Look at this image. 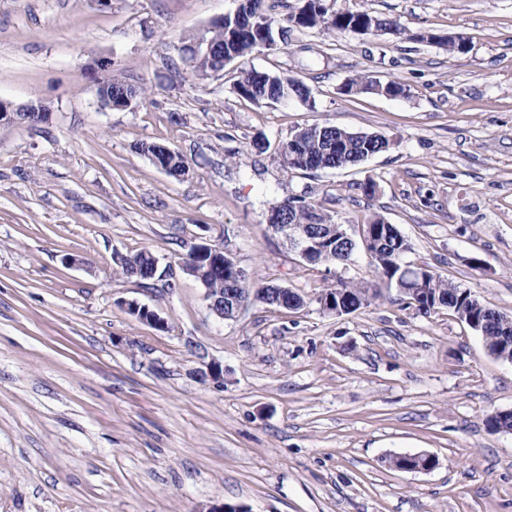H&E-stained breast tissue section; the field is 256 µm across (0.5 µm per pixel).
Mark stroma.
I'll list each match as a JSON object with an SVG mask.
<instances>
[{
	"label": "stroma",
	"instance_id": "1",
	"mask_svg": "<svg viewBox=\"0 0 512 512\" xmlns=\"http://www.w3.org/2000/svg\"><path fill=\"white\" fill-rule=\"evenodd\" d=\"M236 6L0 0V100L51 112L0 126V512H512V433L485 424L512 409V363L447 310L419 314L382 287L365 249L308 266L265 222L270 202L303 192L355 236L380 216L408 261L512 316V0H335L402 32L293 29L188 77L182 39ZM427 30L469 49L420 41ZM245 67L300 78L314 105L242 99ZM360 75L409 94H340ZM108 77L141 100L101 108L93 87ZM314 124L391 146L349 169L285 170L279 142ZM152 142L188 177L139 151ZM201 242L310 305L217 319L180 269ZM142 249L158 260L147 288L113 261ZM340 280L379 295L322 313L315 297ZM132 300L163 328L130 315ZM212 361L223 386L197 375ZM423 452L432 471L389 463ZM141 152L147 154L150 160L156 165V161L161 164L163 171L174 179H182L188 164L179 152L171 150L169 147L159 143L141 145Z\"/></svg>",
	"mask_w": 512,
	"mask_h": 512
}]
</instances>
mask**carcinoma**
I'll return each mask as SVG.
<instances>
[{
    "instance_id": "1",
    "label": "carcinoma",
    "mask_w": 512,
    "mask_h": 512,
    "mask_svg": "<svg viewBox=\"0 0 512 512\" xmlns=\"http://www.w3.org/2000/svg\"><path fill=\"white\" fill-rule=\"evenodd\" d=\"M291 28L321 29L336 34L356 33L384 34L400 32L397 21L383 17L369 9L350 11L334 10L328 0L315 5L307 3L289 12L284 18ZM277 20L265 6V0H243L240 14L228 13L224 21L215 24L210 31L213 57L224 58L228 64L261 51L259 41L262 28L275 34ZM373 78L359 76L340 88L344 95L355 96L372 87ZM236 93L254 104H267L274 99L290 95L304 102L311 99L312 90L302 80L284 74L269 73L255 68L244 69L235 85ZM389 148V140L379 133H354L332 125H311L295 130L279 144L282 165L287 170L318 171L353 168L374 155ZM150 160L158 161L163 171L174 179H181L188 164L182 154L169 147L151 143L140 147ZM287 214L296 224L310 228H323L333 223L330 214L324 212L305 195H292L268 208L267 213ZM346 225L339 224L336 235L321 244L316 258L320 264L346 266L352 261L358 245H363L372 258L375 270L387 288L398 290L407 305L428 314L446 309L453 315L466 314L471 328L482 338L491 355L502 361H512V317L484 305L471 290L461 288L432 271L425 264L413 265L404 261L410 251L408 240L393 224L380 217L362 225L361 242L342 235ZM154 255L140 250L126 255L119 272L140 279L146 269L153 266ZM268 286L243 282L239 297L249 304H280L267 302ZM340 294L336 305L341 314H352L377 297V291L369 285L341 281L324 289L317 297ZM493 432H512V414L494 413L487 418Z\"/></svg>"
}]
</instances>
